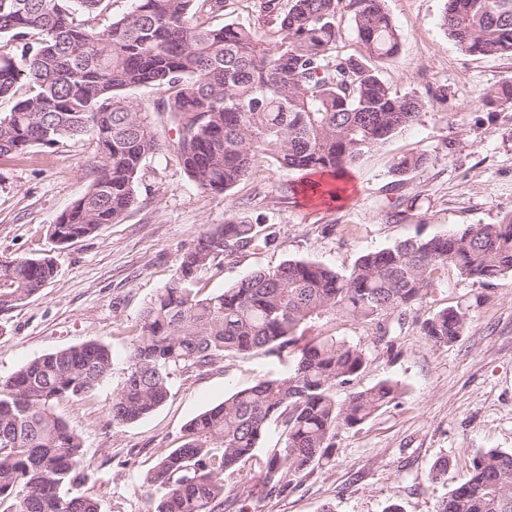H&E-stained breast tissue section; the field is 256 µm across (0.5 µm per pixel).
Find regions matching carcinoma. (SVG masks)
<instances>
[{"instance_id": "1", "label": "carcinoma", "mask_w": 512, "mask_h": 512, "mask_svg": "<svg viewBox=\"0 0 512 512\" xmlns=\"http://www.w3.org/2000/svg\"><path fill=\"white\" fill-rule=\"evenodd\" d=\"M112 0H0V98L24 93L0 113V157L85 137L100 156L86 193L53 225L70 243L120 222L138 203L141 171L164 146L150 115L129 96L159 92L154 111L178 130L174 153L205 192L222 195L264 159L288 170L328 176L304 189L334 201L339 180L367 153L413 124L429 102L398 95L375 62L398 49L382 0H349L363 55L336 51L342 0L261 3L274 36L211 19L236 0H129L103 30L90 24ZM84 19H78V16ZM443 26L461 50L512 55V0H446ZM488 103L512 106V81L486 91ZM433 163L425 153L393 164L391 190ZM271 227L238 213L206 229L179 258L174 278L145 308L132 340L112 423L136 422L168 398L172 372L202 369L228 353L259 352L286 364L191 419L183 443L144 477L149 512H229L224 477L257 458L272 424L283 447L260 470L263 488L285 491L330 463L336 430L354 428L403 394L393 380L353 392L336 387L368 362L364 348L304 333L337 316L376 327L405 323L409 310L444 281L448 269L480 285L512 272V213L499 224H469L366 252L339 272L310 259H288L234 285L198 296V275L226 259L268 246ZM55 273L48 258L0 259V313L39 294ZM463 309L444 308L423 322L438 345L461 336ZM113 355L90 341L43 354L0 380V512H100L79 491L83 442L55 413L57 403L90 394L111 373ZM437 512H512V451L478 450L467 476Z\"/></svg>"}]
</instances>
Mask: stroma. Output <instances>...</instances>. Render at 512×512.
<instances>
[{
	"instance_id": "obj_1",
	"label": "stroma",
	"mask_w": 512,
	"mask_h": 512,
	"mask_svg": "<svg viewBox=\"0 0 512 512\" xmlns=\"http://www.w3.org/2000/svg\"><path fill=\"white\" fill-rule=\"evenodd\" d=\"M445 3L385 0L400 44L379 63L380 74L397 94L417 95L429 106L351 169L341 202L297 192L303 173L270 159L217 196L199 189L174 156L157 157L147 161L139 202L120 223L63 247L51 226L89 187L98 159L94 141L0 158V257L47 256L56 267L38 295L0 315V378L86 341L111 348L110 375L89 396L55 407L82 438L81 490L98 500L100 512H149L143 477L180 445L184 425L237 388L282 370L260 354L229 355L203 370H175L168 400L135 423L115 425L109 414L144 309L171 280L183 251L208 225L223 223L227 211L272 226L276 239L200 274L196 289L203 296L293 258L346 271L362 253L420 233L495 224L512 211V108L483 99L512 77V56L460 50L443 26ZM439 89L445 100L434 99ZM421 152L435 163L404 178L412 214L389 219L392 160ZM443 308L467 310L469 320L456 342L440 346L420 325ZM320 331L367 352L366 369L338 388V398L383 379L398 381L404 393L361 426L339 429L330 464L297 487L271 492L260 480L226 476L232 512H322L327 505L333 512H384L392 503L402 512H437L477 449H512V272L484 286L449 273L447 284L385 342L374 327L350 319L328 321ZM440 459L448 469L436 480L431 467Z\"/></svg>"
}]
</instances>
